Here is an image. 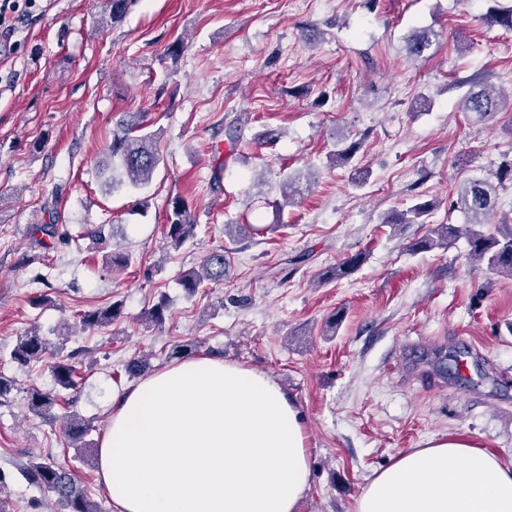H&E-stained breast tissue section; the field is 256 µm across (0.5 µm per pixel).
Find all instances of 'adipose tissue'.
<instances>
[{
  "instance_id": "adipose-tissue-1",
  "label": "adipose tissue",
  "mask_w": 512,
  "mask_h": 512,
  "mask_svg": "<svg viewBox=\"0 0 512 512\" xmlns=\"http://www.w3.org/2000/svg\"><path fill=\"white\" fill-rule=\"evenodd\" d=\"M98 466L112 512H298L312 476L297 402L268 372L212 358L119 392ZM355 512H512V467L435 437L376 472Z\"/></svg>"
}]
</instances>
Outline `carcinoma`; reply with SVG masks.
<instances>
[{"mask_svg":"<svg viewBox=\"0 0 512 512\" xmlns=\"http://www.w3.org/2000/svg\"><path fill=\"white\" fill-rule=\"evenodd\" d=\"M134 0H108L109 18L119 22ZM483 20L489 26L512 28V7H499L498 0H491ZM435 33L429 29H414L405 37L408 57L420 59L433 44ZM467 91L459 103V110L476 116L480 121L492 120L505 110L512 112V95L506 96L480 79L465 82ZM159 131L142 113L129 112L112 131V140L106 145L99 161V177L105 188L113 192L120 186L143 190L151 184L163 157L160 154ZM496 182L487 179H471L463 182L453 206L466 218L465 238L467 258L473 263H483L500 276L512 277V222L498 225L493 234H486L478 226L488 223L487 217L497 207L498 186L512 182V160L503 162L495 172ZM436 204L432 200H419L402 211H392L380 217L382 224H428ZM197 225L192 221L184 200L176 196L169 201L166 212L165 239L172 248L181 247L194 237ZM459 237V229L452 224H439L431 233L411 245L414 250L448 248ZM360 257L354 256L328 269L324 280L341 279L354 271ZM229 258L224 250L217 249L206 255L200 264L183 272L179 284L188 296H193L209 284L224 282ZM122 315V304L113 303L105 308L80 314L79 322L85 329L106 327ZM49 354L46 339L37 330L18 338L10 352L12 362L28 366L45 359ZM74 355L57 359L49 364L58 392H45L31 388L27 395V408L35 416H43L59 402L60 391L74 390L77 386V367L72 363ZM93 429L91 423L77 415L70 416L65 436L74 448L82 447V440ZM26 479L46 492L55 495L62 512H101L87 492L76 486L71 470L49 455H38L29 460L24 468Z\"/></svg>","mask_w":512,"mask_h":512,"instance_id":"carcinoma-1","label":"carcinoma"}]
</instances>
